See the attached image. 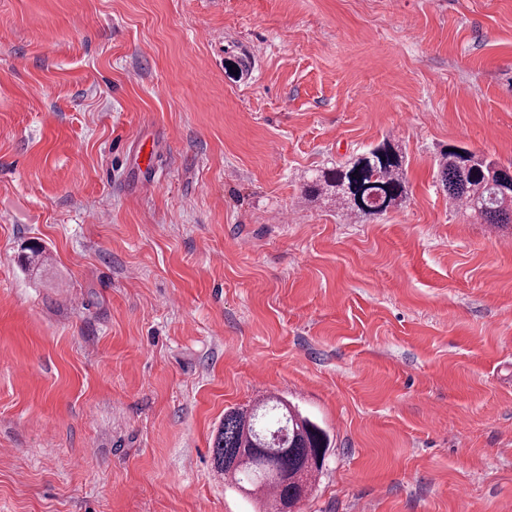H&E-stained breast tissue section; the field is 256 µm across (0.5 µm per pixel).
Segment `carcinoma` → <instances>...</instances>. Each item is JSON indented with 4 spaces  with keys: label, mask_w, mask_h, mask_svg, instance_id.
<instances>
[{
    "label": "carcinoma",
    "mask_w": 512,
    "mask_h": 512,
    "mask_svg": "<svg viewBox=\"0 0 512 512\" xmlns=\"http://www.w3.org/2000/svg\"><path fill=\"white\" fill-rule=\"evenodd\" d=\"M439 173L450 205L472 211L485 224H512L511 168L463 148L441 153ZM305 194H330L356 216L381 215L407 197L403 155L383 141L315 176ZM329 446L320 425L287 399L270 395L224 413L214 463L233 485L260 496L265 512H286L306 495Z\"/></svg>",
    "instance_id": "carcinoma-1"
}]
</instances>
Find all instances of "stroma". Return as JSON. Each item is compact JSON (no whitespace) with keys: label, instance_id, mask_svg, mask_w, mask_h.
Listing matches in <instances>:
<instances>
[{"label":"stroma","instance_id":"stroma-1","mask_svg":"<svg viewBox=\"0 0 512 512\" xmlns=\"http://www.w3.org/2000/svg\"><path fill=\"white\" fill-rule=\"evenodd\" d=\"M385 139L402 205L303 195ZM451 145L512 164V0H0V512H258L212 446L272 393L299 512H512V224ZM448 148L454 151H443L439 160L440 182L448 203L472 211L484 224H512L511 166H500L464 148Z\"/></svg>","mask_w":512,"mask_h":512}]
</instances>
